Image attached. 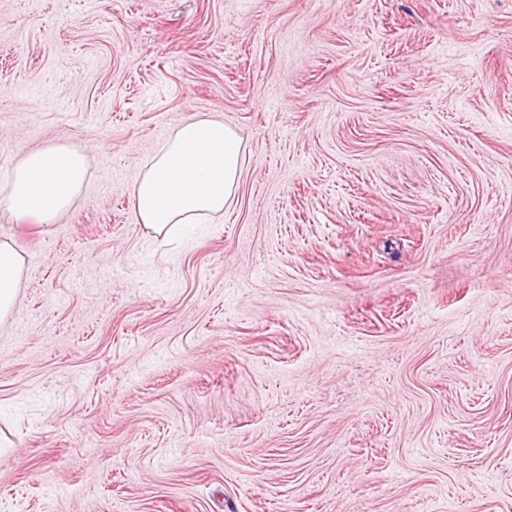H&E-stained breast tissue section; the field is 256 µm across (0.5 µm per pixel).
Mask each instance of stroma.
<instances>
[{"instance_id": "1", "label": "stroma", "mask_w": 512, "mask_h": 512, "mask_svg": "<svg viewBox=\"0 0 512 512\" xmlns=\"http://www.w3.org/2000/svg\"><path fill=\"white\" fill-rule=\"evenodd\" d=\"M222 215L132 207L189 115ZM86 158L0 323V512H512V0H0V182ZM242 145L223 120L190 116L141 165L132 193L143 227L160 234L222 215L238 184Z\"/></svg>"}]
</instances>
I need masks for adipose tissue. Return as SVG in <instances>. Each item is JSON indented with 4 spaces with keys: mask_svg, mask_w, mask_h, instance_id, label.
Instances as JSON below:
<instances>
[{
    "mask_svg": "<svg viewBox=\"0 0 512 512\" xmlns=\"http://www.w3.org/2000/svg\"><path fill=\"white\" fill-rule=\"evenodd\" d=\"M242 145L223 120L190 116L141 165L132 193L139 222L150 232L197 224L220 215L238 184ZM84 155L47 148L23 155L0 186V212L18 219L57 221L72 206L86 178ZM23 259L0 241V320L12 309Z\"/></svg>",
    "mask_w": 512,
    "mask_h": 512,
    "instance_id": "adipose-tissue-1",
    "label": "adipose tissue"
}]
</instances>
